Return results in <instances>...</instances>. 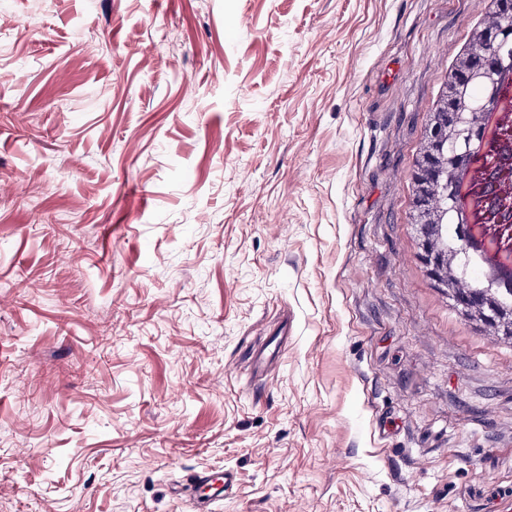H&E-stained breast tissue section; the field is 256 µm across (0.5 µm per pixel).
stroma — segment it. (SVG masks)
Instances as JSON below:
<instances>
[{
	"mask_svg": "<svg viewBox=\"0 0 512 512\" xmlns=\"http://www.w3.org/2000/svg\"><path fill=\"white\" fill-rule=\"evenodd\" d=\"M484 6L0 0V512H512L410 194Z\"/></svg>",
	"mask_w": 512,
	"mask_h": 512,
	"instance_id": "35a3bbf8",
	"label": "stroma"
}]
</instances>
